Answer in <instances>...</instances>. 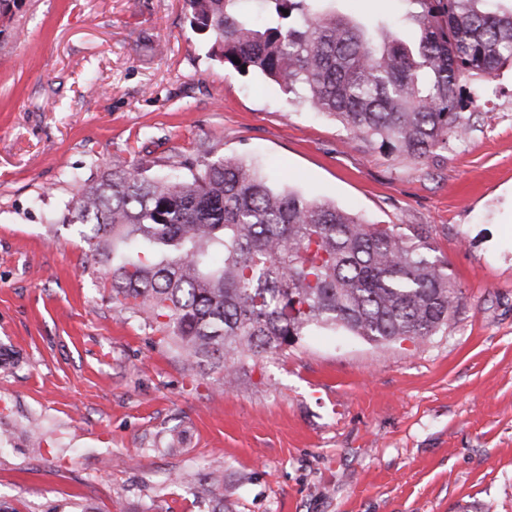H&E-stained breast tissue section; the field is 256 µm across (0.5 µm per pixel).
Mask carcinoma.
<instances>
[{"label": "carcinoma", "instance_id": "cac0c4a2", "mask_svg": "<svg viewBox=\"0 0 512 512\" xmlns=\"http://www.w3.org/2000/svg\"><path fill=\"white\" fill-rule=\"evenodd\" d=\"M192 28L240 73L278 84L333 117L352 139L410 161L464 140L469 77L490 80L512 61V3L405 0L413 42L321 7L323 0H185ZM288 14H283V11ZM239 63H234V60ZM152 176L143 164L97 178L71 173L63 221L80 226L112 308L173 343L191 369L234 385L267 354L316 329L376 345L421 343L460 302L430 236L367 224L335 204L279 190L233 157L180 162ZM208 473L200 502L222 489Z\"/></svg>", "mask_w": 512, "mask_h": 512}]
</instances>
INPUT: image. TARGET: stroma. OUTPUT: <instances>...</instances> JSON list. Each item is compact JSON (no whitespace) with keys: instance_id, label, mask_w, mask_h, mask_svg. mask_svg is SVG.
Returning a JSON list of instances; mask_svg holds the SVG:
<instances>
[{"instance_id":"35a3bbf8","label":"stroma","mask_w":512,"mask_h":512,"mask_svg":"<svg viewBox=\"0 0 512 512\" xmlns=\"http://www.w3.org/2000/svg\"><path fill=\"white\" fill-rule=\"evenodd\" d=\"M0 25V507L204 512H512V66L468 139L419 163L211 57L184 0H11ZM401 21L404 0H331ZM236 156L280 189L430 232L461 304L428 341L317 331L233 386L112 309L76 189L145 162Z\"/></svg>"}]
</instances>
